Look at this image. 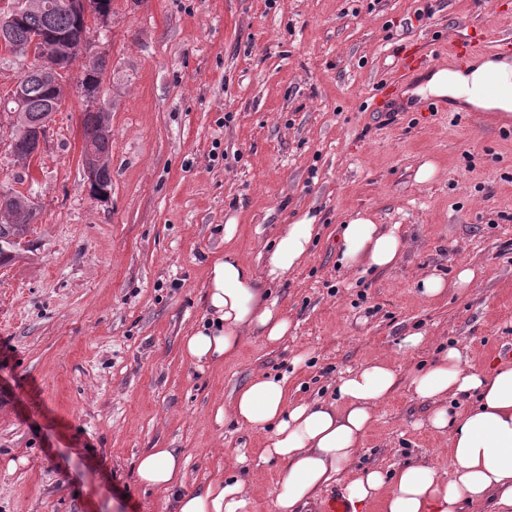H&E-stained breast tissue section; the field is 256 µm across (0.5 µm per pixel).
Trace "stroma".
I'll return each mask as SVG.
<instances>
[{"mask_svg": "<svg viewBox=\"0 0 512 512\" xmlns=\"http://www.w3.org/2000/svg\"><path fill=\"white\" fill-rule=\"evenodd\" d=\"M508 33L512 0H112L108 30L91 34L109 57L110 196L91 195L82 167L81 64L31 167L0 148V190L37 209L29 252L0 266V512H173L137 477L151 448L180 452L186 491L221 472L250 512H275L285 469L261 460L266 432L230 416L258 373L286 376L292 400L330 402L375 358L403 377L452 344L511 363L512 125L426 100L371 109L404 47L434 67L449 37ZM426 162L437 172L417 182ZM358 210L400 225L396 267L341 264ZM306 212L319 236L269 287L287 336L249 337L219 366L187 359L212 258L261 269ZM463 266L476 272L466 292L422 295L423 278L450 284ZM412 332L423 339L409 347ZM409 460L444 471L448 447L403 380L350 469Z\"/></svg>", "mask_w": 512, "mask_h": 512, "instance_id": "1", "label": "stroma"}]
</instances>
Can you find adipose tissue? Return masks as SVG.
Wrapping results in <instances>:
<instances>
[{
  "instance_id": "adipose-tissue-1",
  "label": "adipose tissue",
  "mask_w": 512,
  "mask_h": 512,
  "mask_svg": "<svg viewBox=\"0 0 512 512\" xmlns=\"http://www.w3.org/2000/svg\"><path fill=\"white\" fill-rule=\"evenodd\" d=\"M493 79L504 93L490 92ZM412 94L446 98L460 109L511 120L512 60L479 56L459 70L435 68ZM315 222L305 214L289 224L262 273L231 253L212 261L205 285L208 318L184 339L192 361L227 362L237 357L248 336L270 342L286 336L288 319L265 288L304 263ZM405 249L397 228L383 229L369 211L361 210L344 227L341 262L360 273L392 268ZM398 382L391 364L375 359L348 371L336 387L337 401L330 403H290L285 378L268 374L238 391L236 423L267 431L262 457L286 470L276 512H303L346 473L374 422V408ZM410 386L429 406L433 428L448 434L449 469L407 464L390 476L368 470L346 486L353 512H366L375 502L381 512H512V365H478L452 345L438 361L414 372ZM137 476L144 485L171 493L175 512H249L250 495L237 481L219 477L200 491H184L183 461L168 448L142 454Z\"/></svg>"
}]
</instances>
